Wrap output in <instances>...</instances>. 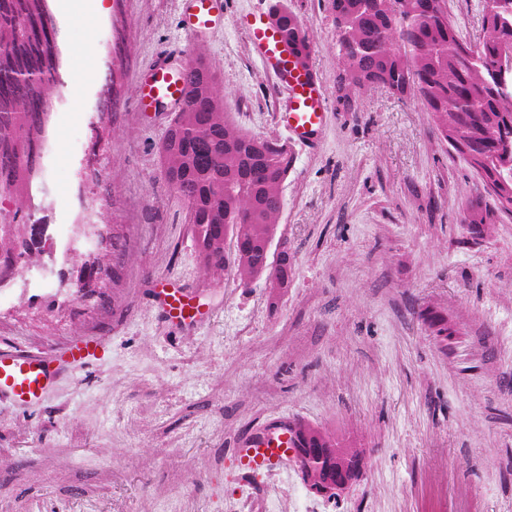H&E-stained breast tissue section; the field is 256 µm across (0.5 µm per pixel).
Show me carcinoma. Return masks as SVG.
I'll list each match as a JSON object with an SVG mask.
<instances>
[{
  "mask_svg": "<svg viewBox=\"0 0 512 512\" xmlns=\"http://www.w3.org/2000/svg\"><path fill=\"white\" fill-rule=\"evenodd\" d=\"M338 35L344 98L379 85L420 98L438 137L474 145L471 168L512 188V72L499 69L512 49V0H484L480 35L461 37L437 0H329ZM277 24L286 43L310 49L304 22L281 6ZM54 27L38 0H0V198L28 207L41 138L35 126L41 100L51 97ZM163 171L186 205L185 223L203 269H231L246 283L265 278L288 287L290 266L265 260L283 209L281 186L292 165L276 138L252 136L224 112L223 92L198 58L186 75L185 102L160 146ZM497 201L474 187L463 223L475 233L502 220ZM233 243V249L227 244ZM298 445L327 448L312 483L358 473L359 451L341 448L327 433L300 427Z\"/></svg>",
  "mask_w": 512,
  "mask_h": 512,
  "instance_id": "obj_1",
  "label": "carcinoma"
}]
</instances>
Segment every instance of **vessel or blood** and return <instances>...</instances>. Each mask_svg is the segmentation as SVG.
<instances>
[{
  "label": "vessel or blood",
  "mask_w": 512,
  "mask_h": 512,
  "mask_svg": "<svg viewBox=\"0 0 512 512\" xmlns=\"http://www.w3.org/2000/svg\"><path fill=\"white\" fill-rule=\"evenodd\" d=\"M222 8L220 0H186L184 26L190 36L212 28ZM246 34L253 56L287 94L278 120L296 142L317 141L327 112L325 95L310 62L297 55L281 38L273 8L244 16ZM183 76L180 68L160 66L145 71L138 84L140 111H155L164 103L172 110L183 105ZM155 295L168 320L175 324H197L207 314L192 293L170 283L156 289ZM97 343L85 340L61 349L52 356H33L20 348H0V398L19 403L39 400L54 376L66 365H76L93 356ZM294 426L273 421L243 439L235 455L241 483L253 486L270 475H290L295 452L291 440Z\"/></svg>",
  "instance_id": "b4317fda"
}]
</instances>
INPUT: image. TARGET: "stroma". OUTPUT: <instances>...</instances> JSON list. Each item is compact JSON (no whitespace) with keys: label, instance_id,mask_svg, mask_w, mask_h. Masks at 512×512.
<instances>
[{"label":"stroma","instance_id":"35a3bbf8","mask_svg":"<svg viewBox=\"0 0 512 512\" xmlns=\"http://www.w3.org/2000/svg\"><path fill=\"white\" fill-rule=\"evenodd\" d=\"M283 2L306 24L327 112L316 145L288 146L279 231L291 281L275 298L264 280L202 269L160 164L172 113L138 112L135 92L151 63L200 56L240 127L287 141L274 81L238 26L260 0H223L221 26L194 38L184 0H124L104 19L86 0H49L60 83L32 221L59 236L87 218L80 197L92 194L90 218L130 258L98 296L22 277L0 289V348L104 344L42 399L0 398V512H443L451 499L512 512V223L472 233L462 216L474 172L436 138L422 101L372 87L344 103L327 0ZM111 79L116 105L102 113ZM113 249L99 248L104 264ZM161 281L212 318L172 326L154 300ZM276 419L362 453L339 498L298 470L266 477L240 508L235 448Z\"/></svg>","mask_w":512,"mask_h":512}]
</instances>
